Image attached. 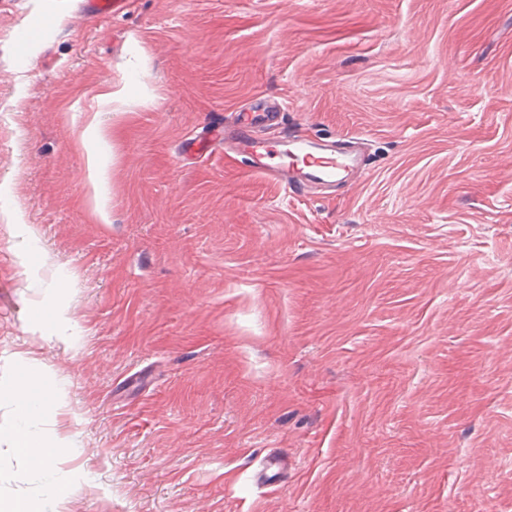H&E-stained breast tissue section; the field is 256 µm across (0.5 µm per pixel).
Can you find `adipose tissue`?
Wrapping results in <instances>:
<instances>
[{"instance_id":"obj_1","label":"adipose tissue","mask_w":512,"mask_h":512,"mask_svg":"<svg viewBox=\"0 0 512 512\" xmlns=\"http://www.w3.org/2000/svg\"><path fill=\"white\" fill-rule=\"evenodd\" d=\"M10 396L17 415L10 429L12 446L25 459L29 471L43 479L47 493L40 499L18 496L1 501L0 512H56L68 490L67 478L58 470L57 463L71 453L72 443L67 439L45 441L37 427L55 399L34 389L23 376L15 380Z\"/></svg>"}]
</instances>
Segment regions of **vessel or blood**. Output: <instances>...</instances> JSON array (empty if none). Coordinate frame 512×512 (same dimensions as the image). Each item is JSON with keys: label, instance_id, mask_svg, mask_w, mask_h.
<instances>
[{"label": "vessel or blood", "instance_id": "obj_1", "mask_svg": "<svg viewBox=\"0 0 512 512\" xmlns=\"http://www.w3.org/2000/svg\"><path fill=\"white\" fill-rule=\"evenodd\" d=\"M126 0H79L78 9L91 18H115L123 14ZM253 118L239 113L233 126L210 128L206 139L191 138L185 151L231 149L249 153L256 173L296 192L308 184L333 185L347 180L360 163L352 140L293 138L278 144L251 132Z\"/></svg>", "mask_w": 512, "mask_h": 512}]
</instances>
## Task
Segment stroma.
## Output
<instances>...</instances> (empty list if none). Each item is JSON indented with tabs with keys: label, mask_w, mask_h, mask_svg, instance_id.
Listing matches in <instances>:
<instances>
[{
	"label": "stroma",
	"mask_w": 512,
	"mask_h": 512,
	"mask_svg": "<svg viewBox=\"0 0 512 512\" xmlns=\"http://www.w3.org/2000/svg\"><path fill=\"white\" fill-rule=\"evenodd\" d=\"M270 100L263 134L360 138L361 176L180 154ZM24 375L75 440L61 512H512V0H0V390ZM14 417L0 497L39 498ZM126 0H80L78 9L90 18H115L123 14Z\"/></svg>",
	"instance_id": "1"
}]
</instances>
